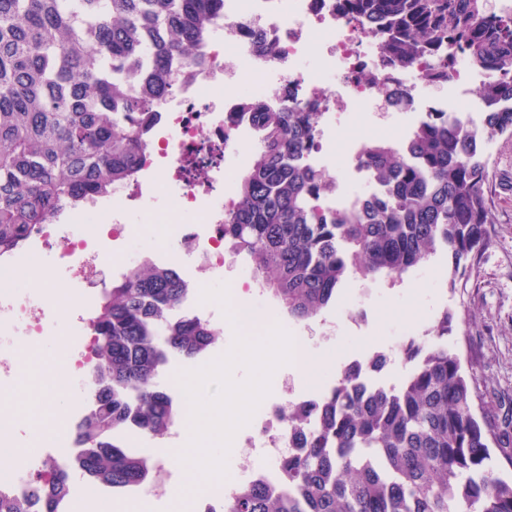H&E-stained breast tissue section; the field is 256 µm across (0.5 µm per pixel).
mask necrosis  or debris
Here are the masks:
<instances>
[{
    "label": "necrosis or debris",
    "instance_id": "4bbe7bcc",
    "mask_svg": "<svg viewBox=\"0 0 512 512\" xmlns=\"http://www.w3.org/2000/svg\"><path fill=\"white\" fill-rule=\"evenodd\" d=\"M262 42H255V35ZM201 52L206 66L184 59L170 65L174 91L160 101L145 159L137 178L113 187L109 197L71 211L66 219L50 218L37 236L42 244L61 239V260L76 282H87L100 266L121 277L132 268L125 244L133 230L128 218L143 213L147 224H170L173 237L188 256L202 260L212 275H224V216L236 202V193L224 175L225 161L249 162L241 148L249 141V99L280 110L293 105L322 112L324 121L305 164L331 169L333 132L338 119H357L372 114L378 127L393 118L380 89L389 86L411 99L410 122L432 112H453L471 128L481 126L483 100L470 96L473 88L488 82L486 71L470 67L464 58L441 63L422 56L407 67L383 60L376 37L353 23L336 7V0H224V11L204 35ZM334 71L336 88L321 93L324 71ZM251 74L254 90L246 95L239 85ZM170 198L160 213L148 203L157 194ZM102 223L101 239L89 240L82 232L87 217ZM93 300L75 296L67 317L73 343L64 357L74 369L77 388L70 403L78 413L90 406L87 384L91 379V331ZM49 309L31 293L0 289V385L17 373L11 359L15 349L41 335ZM290 376L278 380L280 399L261 403L257 422L239 443L243 461L262 453L270 462L263 470H250L225 487L232 499L244 484L263 481L274 491L288 486V457L297 455L306 438L288 433L293 407L287 393Z\"/></svg>",
    "mask_w": 512,
    "mask_h": 512
}]
</instances>
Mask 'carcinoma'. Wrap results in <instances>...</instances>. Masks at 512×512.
I'll list each match as a JSON object with an SVG mask.
<instances>
[{
  "label": "carcinoma",
  "instance_id": "1",
  "mask_svg": "<svg viewBox=\"0 0 512 512\" xmlns=\"http://www.w3.org/2000/svg\"><path fill=\"white\" fill-rule=\"evenodd\" d=\"M338 2L395 63L465 55L491 74L488 110L478 132L437 112L399 147L366 142L358 162L383 192L324 217L313 201L334 177L303 162L322 113L251 102L257 147L224 218V252L248 260L254 282L297 323L336 303L351 267L394 281L442 247L455 287L495 223L486 142L512 136V13L486 0ZM223 10L224 0H0V256L54 214L137 177L173 57L202 62L204 33ZM188 293L175 269L148 256L104 289L90 323L94 408L74 425L76 451L29 493L0 489V512H60L74 474L115 491L155 481L156 459L125 433H168L179 407L157 385L159 367L218 336L198 317L168 320ZM454 323L445 311L428 337L408 341L412 368L399 386L366 393L350 364L315 410L289 414L292 429L318 417L287 461L299 491L272 495L251 482L211 512H512V480L486 471L493 442L512 463V414L495 430L476 418L460 355L444 342Z\"/></svg>",
  "mask_w": 512,
  "mask_h": 512
}]
</instances>
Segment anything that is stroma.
I'll list each match as a JSON object with an SVG mask.
<instances>
[{
  "label": "stroma",
  "instance_id": "35a3bbf8",
  "mask_svg": "<svg viewBox=\"0 0 512 512\" xmlns=\"http://www.w3.org/2000/svg\"><path fill=\"white\" fill-rule=\"evenodd\" d=\"M490 156L486 196L495 222L488 244L470 262L456 287L448 285L451 259L437 250L426 261L396 281L365 284L359 274H351L337 305L330 314L341 320L335 345L312 346L313 354L326 358L321 377L314 386H294L292 396H317L328 382L337 379L351 355L368 350L387 354L380 379L399 384L408 366L400 356L408 337L425 334L444 311L456 314L458 323L448 342L460 354L462 367L484 399L474 412L480 421L501 420L512 409V137H496L488 145ZM129 222L135 232L130 250L134 257H163L165 264L190 280L203 273L191 258L173 260L162 253L160 239L171 238L168 224H145L140 213ZM34 349L44 361L43 371L31 372L33 385H41L48 371H66L61 360L65 349L61 339L67 327L58 312H51Z\"/></svg>",
  "mask_w": 512,
  "mask_h": 512
}]
</instances>
